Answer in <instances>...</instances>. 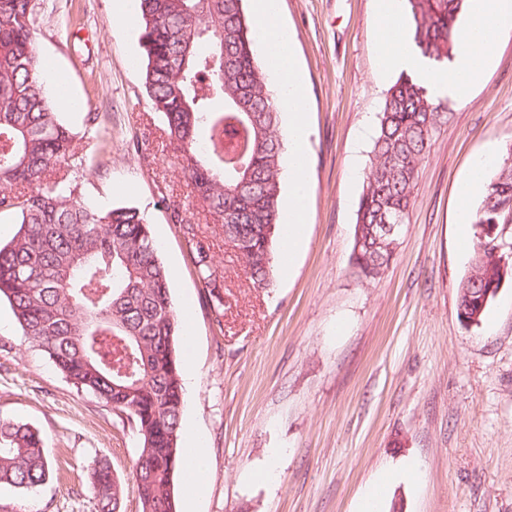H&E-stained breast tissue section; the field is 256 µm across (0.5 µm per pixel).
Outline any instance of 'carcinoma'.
Returning <instances> with one entry per match:
<instances>
[{
    "instance_id": "cac0c4a2",
    "label": "carcinoma",
    "mask_w": 512,
    "mask_h": 512,
    "mask_svg": "<svg viewBox=\"0 0 512 512\" xmlns=\"http://www.w3.org/2000/svg\"><path fill=\"white\" fill-rule=\"evenodd\" d=\"M412 41L441 67L470 0H405ZM143 87L162 120L165 148L187 179L188 196L218 224L256 288L274 276L272 247L282 225L281 104L260 62L257 24L244 0H135ZM32 0H0V214L19 229L0 244V299L30 343L76 389L127 415L141 440L134 478L142 512H177L174 478L184 387L176 351L178 320L170 277L148 219L138 208L101 210L70 182L74 135L49 96L35 42ZM448 105L402 73L388 89L356 212L352 266L379 278L397 237L379 225L404 224L417 167ZM171 217L202 280L217 323L211 246L177 203ZM475 247L458 303L480 323L491 288L512 281V142L473 213ZM96 512H117L120 487L101 461L88 464ZM40 433L0 421V486L31 490L49 476Z\"/></svg>"
}]
</instances>
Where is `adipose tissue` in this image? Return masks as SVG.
Masks as SVG:
<instances>
[{
	"label": "adipose tissue",
	"instance_id": "adipose-tissue-1",
	"mask_svg": "<svg viewBox=\"0 0 512 512\" xmlns=\"http://www.w3.org/2000/svg\"><path fill=\"white\" fill-rule=\"evenodd\" d=\"M253 10L267 62L278 76L283 108L291 119L288 128L290 192L284 250L293 253L300 248L309 222L307 102L292 36L280 20V0H253ZM375 14L380 30L379 74L394 71L410 73L434 93L448 95L461 103L468 102L472 88L493 63L498 42L512 34V0H473L470 23L456 33L452 65L435 71L416 52L400 26V0H376ZM499 161L500 154L496 151L480 154L471 160L467 175L456 193L459 228L470 224L471 200L482 191L490 171ZM185 442L189 452L182 467L188 476V504L193 507L199 501L208 477L207 450L202 436L194 430L186 431Z\"/></svg>",
	"mask_w": 512,
	"mask_h": 512
}]
</instances>
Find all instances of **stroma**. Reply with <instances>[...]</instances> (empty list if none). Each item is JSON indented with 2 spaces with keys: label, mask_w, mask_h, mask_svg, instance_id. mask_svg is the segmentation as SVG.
<instances>
[{
  "label": "stroma",
  "mask_w": 512,
  "mask_h": 512,
  "mask_svg": "<svg viewBox=\"0 0 512 512\" xmlns=\"http://www.w3.org/2000/svg\"><path fill=\"white\" fill-rule=\"evenodd\" d=\"M112 2L35 0L36 45L69 76L73 103L61 112L86 162L72 177L79 194L147 213L174 310L190 316L194 342L178 354L196 372L183 416L208 448L199 512H359L386 472L395 482L380 512H512V283L479 325L459 322L473 252L454 223L471 158L512 141V34L468 103L449 101L393 258L368 281L351 265L362 184L350 171L369 167L362 124L394 82L377 75L374 0H280L308 92L309 224L289 276L261 289L195 210L223 285L219 321L171 220L169 190L184 178L144 95L138 24L115 23ZM0 420L37 428L50 463L33 490L1 487L0 512H95L86 489L95 459L120 486L119 512H141L134 426L70 384L5 301ZM409 459L418 479L402 474ZM268 467L274 479L257 480Z\"/></svg>",
  "instance_id": "obj_1"
}]
</instances>
